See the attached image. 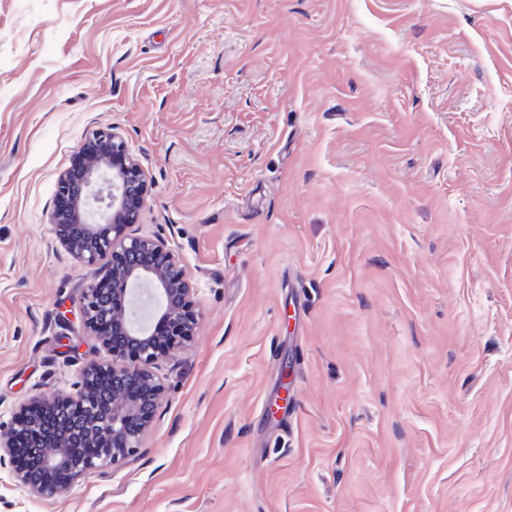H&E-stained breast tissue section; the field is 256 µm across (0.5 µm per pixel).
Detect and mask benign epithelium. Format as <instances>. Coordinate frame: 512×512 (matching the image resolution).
Instances as JSON below:
<instances>
[{"label":"benign epithelium","mask_w":512,"mask_h":512,"mask_svg":"<svg viewBox=\"0 0 512 512\" xmlns=\"http://www.w3.org/2000/svg\"><path fill=\"white\" fill-rule=\"evenodd\" d=\"M82 166L57 181L52 212L56 238L75 258L92 264L110 255L106 275L86 289L81 310L86 329L112 353L106 365H89L77 392L36 399L57 411L56 436L36 420L0 429V465L15 481L45 499L65 495L54 479H75L101 463H117L141 447L164 394L154 365L194 336L191 276L167 240L129 231L148 193L139 161L117 132L103 130L79 148ZM39 449L36 477L15 467L18 441Z\"/></svg>","instance_id":"7a95c632"}]
</instances>
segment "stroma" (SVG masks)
<instances>
[{"instance_id":"obj_1","label":"stroma","mask_w":512,"mask_h":512,"mask_svg":"<svg viewBox=\"0 0 512 512\" xmlns=\"http://www.w3.org/2000/svg\"><path fill=\"white\" fill-rule=\"evenodd\" d=\"M112 126L196 334L133 457L0 512H512V0H0L1 426L111 359L50 215Z\"/></svg>"}]
</instances>
